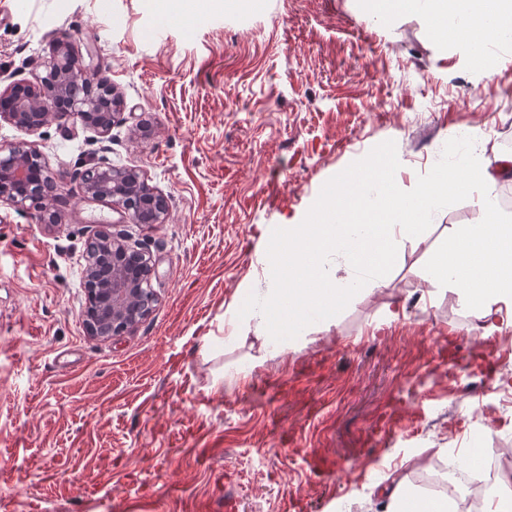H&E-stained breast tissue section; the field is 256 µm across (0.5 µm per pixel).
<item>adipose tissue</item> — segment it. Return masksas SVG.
I'll return each mask as SVG.
<instances>
[{
  "instance_id": "adipose-tissue-1",
  "label": "adipose tissue",
  "mask_w": 512,
  "mask_h": 512,
  "mask_svg": "<svg viewBox=\"0 0 512 512\" xmlns=\"http://www.w3.org/2000/svg\"><path fill=\"white\" fill-rule=\"evenodd\" d=\"M360 7L380 24L399 15L418 16L436 42H454L478 74L490 75L512 62L493 51L512 34V0H360ZM392 169L384 155L370 157L356 179L339 181L326 223L289 226L268 262L275 283L257 296L253 319L262 340L297 335L310 308L326 317L338 313L351 297V283L373 290L402 240L417 236L445 196L461 190L476 195L481 217L431 257L428 276L435 285H453L480 311L487 320L484 335L496 331V314L512 309V220L501 214L494 190L499 176L512 172V158H499L493 166L475 163L457 175L439 173L412 199L393 190ZM370 179L382 185L383 201L367 190ZM335 254L344 259L345 275L323 265ZM386 481L385 512L448 510L446 500L420 495L397 475Z\"/></svg>"
}]
</instances>
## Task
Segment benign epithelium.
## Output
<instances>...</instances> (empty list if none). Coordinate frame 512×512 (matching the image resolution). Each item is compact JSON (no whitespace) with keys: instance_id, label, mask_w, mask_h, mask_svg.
Instances as JSON below:
<instances>
[{"instance_id":"benign-epithelium-1","label":"benign epithelium","mask_w":512,"mask_h":512,"mask_svg":"<svg viewBox=\"0 0 512 512\" xmlns=\"http://www.w3.org/2000/svg\"><path fill=\"white\" fill-rule=\"evenodd\" d=\"M86 56L92 57L91 52L57 39L36 80L16 82L0 93V120L28 132L51 123L79 124L111 139L112 128L124 120L126 101L108 79L97 75L92 63L84 62ZM80 179L87 200L109 203L130 224L159 225L169 220L168 196L150 185L138 168L90 163ZM63 182L64 177L52 171L36 149L24 143L0 147V201L34 209L38 223L59 222L58 187ZM103 253L112 255V271L105 274L97 264ZM153 272L149 252L113 235L92 239L84 267L87 331L102 338L135 331L156 303L150 288Z\"/></svg>"}]
</instances>
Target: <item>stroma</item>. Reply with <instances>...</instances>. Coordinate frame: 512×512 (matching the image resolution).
<instances>
[{"instance_id": "1", "label": "stroma", "mask_w": 512, "mask_h": 512, "mask_svg": "<svg viewBox=\"0 0 512 512\" xmlns=\"http://www.w3.org/2000/svg\"><path fill=\"white\" fill-rule=\"evenodd\" d=\"M64 33L92 46L128 116L108 141L0 121V146L31 143L69 202L54 225L0 202V512H382L383 475L466 449L473 420L479 458L512 448V325L483 335L456 290L423 278L476 218L469 194L303 339L262 344L249 318L284 230L314 223L369 156L412 196L470 157L512 155V66L478 75L416 17L380 27L353 0H0V82L35 80ZM93 160L144 171L168 223L84 201L74 175ZM114 229L152 254L158 301L99 338L83 255ZM452 336L463 356L494 353L491 382L449 372ZM394 407L399 427L367 442ZM313 455L338 469L314 474Z\"/></svg>"}]
</instances>
